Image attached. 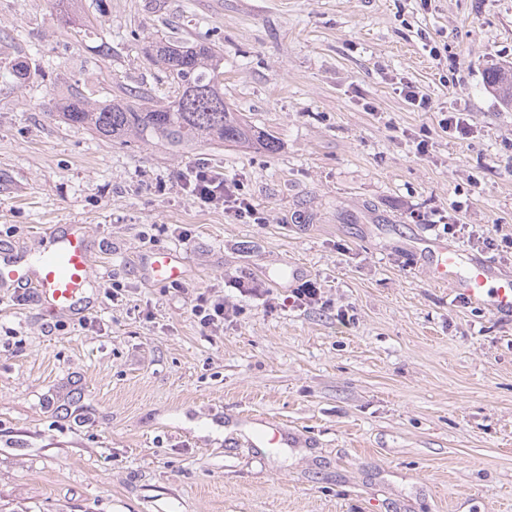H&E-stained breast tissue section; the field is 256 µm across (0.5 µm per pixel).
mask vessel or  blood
<instances>
[{"mask_svg":"<svg viewBox=\"0 0 512 512\" xmlns=\"http://www.w3.org/2000/svg\"><path fill=\"white\" fill-rule=\"evenodd\" d=\"M45 236L52 244L44 249L36 274L28 275L19 261L6 259L0 262V287H29L36 299L60 312L79 309L93 277L90 239L80 224L61 235L47 229ZM427 273L434 284L461 292L495 314L512 316V277L492 280L486 262L466 256L447 241H432ZM148 275L160 283L178 280L183 275L178 256L167 250L153 252Z\"/></svg>","mask_w":512,"mask_h":512,"instance_id":"vessel-or-blood-1","label":"vessel or blood"}]
</instances>
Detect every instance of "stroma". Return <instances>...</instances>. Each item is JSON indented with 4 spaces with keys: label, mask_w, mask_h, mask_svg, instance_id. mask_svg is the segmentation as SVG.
Wrapping results in <instances>:
<instances>
[{
    "label": "stroma",
    "mask_w": 512,
    "mask_h": 512,
    "mask_svg": "<svg viewBox=\"0 0 512 512\" xmlns=\"http://www.w3.org/2000/svg\"><path fill=\"white\" fill-rule=\"evenodd\" d=\"M80 8L93 34L60 29L54 0H0V246L84 225L97 281L76 316L0 288V512H512V319L425 274L443 237L512 275L471 236L512 237V105L489 81L512 69V0ZM172 37L223 53L225 102L276 151L176 153L57 118L76 87L170 95L145 48ZM448 112L469 138L440 129ZM202 160L265 223L194 203L178 176ZM156 249L182 280L147 277ZM284 264L267 297L231 286ZM308 281L330 308L292 303ZM201 293L240 316L201 328ZM264 420L290 442L256 446Z\"/></svg>",
    "instance_id": "35a3bbf8"
}]
</instances>
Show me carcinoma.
I'll return each mask as SVG.
<instances>
[{
  "label": "carcinoma",
  "instance_id": "obj_1",
  "mask_svg": "<svg viewBox=\"0 0 512 512\" xmlns=\"http://www.w3.org/2000/svg\"><path fill=\"white\" fill-rule=\"evenodd\" d=\"M150 59L168 73L175 96L155 101L131 92L101 102L74 89L58 103V115L112 142L161 144L179 151L256 141L268 152L276 150L273 136L255 138L242 116L224 104L223 53L203 43L166 39L150 45ZM491 81L512 103V73L496 72Z\"/></svg>",
  "mask_w": 512,
  "mask_h": 512
}]
</instances>
